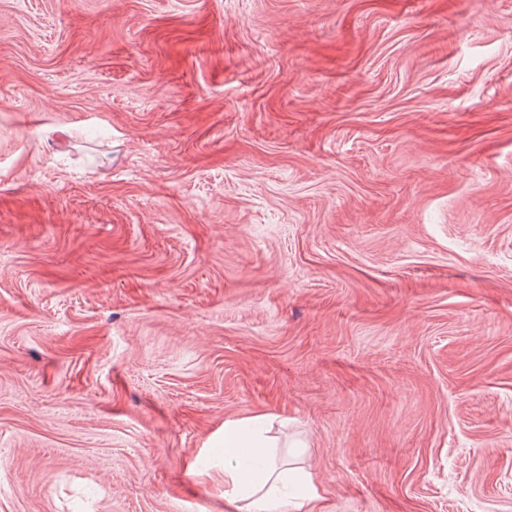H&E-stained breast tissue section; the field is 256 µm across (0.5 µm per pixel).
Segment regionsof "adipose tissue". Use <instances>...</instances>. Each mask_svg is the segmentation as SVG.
<instances>
[{"mask_svg": "<svg viewBox=\"0 0 512 512\" xmlns=\"http://www.w3.org/2000/svg\"><path fill=\"white\" fill-rule=\"evenodd\" d=\"M265 413L224 423L214 439L224 453V499L234 512H320V496L311 476L278 465L267 436Z\"/></svg>", "mask_w": 512, "mask_h": 512, "instance_id": "adipose-tissue-1", "label": "adipose tissue"}]
</instances>
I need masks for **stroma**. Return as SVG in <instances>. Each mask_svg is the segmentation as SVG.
Returning a JSON list of instances; mask_svg holds the SVG:
<instances>
[{
  "label": "stroma",
  "mask_w": 512,
  "mask_h": 512,
  "mask_svg": "<svg viewBox=\"0 0 512 512\" xmlns=\"http://www.w3.org/2000/svg\"><path fill=\"white\" fill-rule=\"evenodd\" d=\"M512 512V0H0V512ZM270 417L225 420L224 433H217L213 448H223L224 500L233 512H320L311 476L272 458L271 448L277 446L266 434Z\"/></svg>",
  "instance_id": "35a3bbf8"
}]
</instances>
